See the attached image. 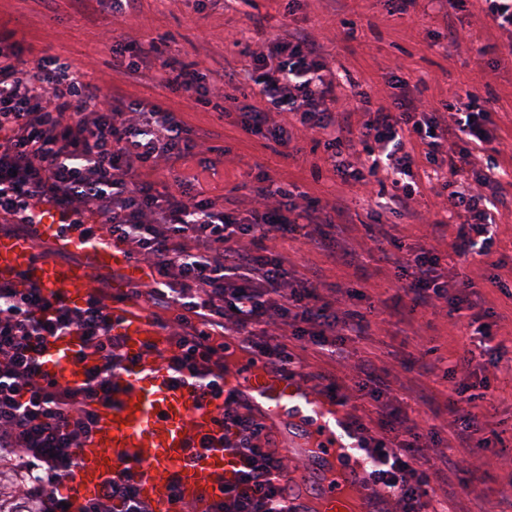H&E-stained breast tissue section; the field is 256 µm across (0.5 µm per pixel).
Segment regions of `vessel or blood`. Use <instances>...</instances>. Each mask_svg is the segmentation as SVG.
<instances>
[{
    "label": "vessel or blood",
    "instance_id": "obj_1",
    "mask_svg": "<svg viewBox=\"0 0 512 512\" xmlns=\"http://www.w3.org/2000/svg\"><path fill=\"white\" fill-rule=\"evenodd\" d=\"M36 234L28 238L0 237V278L25 276L45 293L63 292L70 305H83L90 291L89 275L98 269L112 272L113 334L127 357L126 372L112 380L111 403H94L93 432L79 448V466L66 483L73 508L84 507L103 485L124 467H131L140 496L154 512H177L179 502L193 505L195 512H213L225 489L238 478L243 461L224 445L216 404H196L191 380L172 383L163 357L174 346L173 336L164 334L131 288L153 282L156 272L135 261L126 249L109 240L83 239L64 230L58 207L46 204L35 219ZM50 242L64 251H78L81 260L60 265L40 259L37 245ZM45 373L61 378L73 388L82 387L96 358L82 337L65 333L50 339L41 351ZM225 392L233 393L263 420L272 416L296 418L295 442L285 446L289 455L303 454L302 439L312 437L321 463L335 457V441L313 432L319 409L344 405L307 386L301 371L283 377L270 370L264 358L251 353L237 359L224 377ZM370 465L357 457L340 478L322 479L318 501L304 495L302 481L289 485L303 512H376L372 492L360 485Z\"/></svg>",
    "mask_w": 512,
    "mask_h": 512
}]
</instances>
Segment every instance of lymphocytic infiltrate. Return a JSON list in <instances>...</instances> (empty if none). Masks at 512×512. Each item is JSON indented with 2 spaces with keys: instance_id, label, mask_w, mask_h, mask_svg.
I'll use <instances>...</instances> for the list:
<instances>
[{
  "instance_id": "f902f5d3",
  "label": "lymphocytic infiltrate",
  "mask_w": 512,
  "mask_h": 512,
  "mask_svg": "<svg viewBox=\"0 0 512 512\" xmlns=\"http://www.w3.org/2000/svg\"><path fill=\"white\" fill-rule=\"evenodd\" d=\"M159 52L153 41L121 35L112 40V53L131 81L150 78L174 96L204 101L207 89L194 65L168 58L147 69V59ZM244 53L249 62L243 72L226 74L223 81L251 85L253 103L239 108L247 130L271 149L290 147L302 133L320 137L325 164L345 183L365 186L386 171L391 180L380 193L400 216L412 213L417 201L416 152L434 166L447 162L457 180L441 184L436 194L448 200L450 247L457 256L485 264L491 282L500 283L505 263L493 256L490 209L503 202L507 189L483 157L505 153L507 146L477 97L461 110L450 102L420 109L396 76L391 106L356 123L351 113L336 112V85L324 76L319 45L304 32ZM208 137L207 130L186 126L161 105L128 106L102 96L97 83L58 57L24 60L15 31L0 29V234L31 233L34 211L51 204L83 225L84 236L118 240L131 257L154 267L155 282L133 294L148 308L171 313L178 330L165 362L169 372L195 380L197 401L223 396L225 337H247L252 348L288 370L295 363L291 341L339 350L348 337L367 335L369 320L358 308L364 291L348 287L330 299L321 295L319 274L300 278L290 268L292 242L310 244L335 265L365 258L392 264L414 306L442 302L449 313H466L481 351L500 355V348L490 345L493 310L485 308L472 281L450 292L436 248L408 245L384 225L370 224V245L358 252L335 222V205L300 201L287 184L266 175L258 179L246 219L226 209L223 198L210 196L198 176L160 182L168 161L191 158ZM95 281L86 307L73 308L62 295L48 298L35 285L0 280V447L18 449L23 466L41 468L46 512H65L62 488L91 433L89 405L110 401L112 379L126 367L106 302L110 278L99 275ZM272 324L284 340H268ZM66 332L83 336L98 356L78 389L46 379L41 370V347ZM443 377L452 383L448 406L456 414V436L471 445L479 426L470 407L490 384L460 381L453 366ZM314 379L321 394L342 405L354 396L378 402L385 389L384 379L366 367L351 395L333 372L316 373ZM221 422L225 447L242 457L244 467L214 512H297L288 486L279 480L283 461L269 449L264 424L232 397ZM374 424L381 435L364 439L371 459L366 487L379 500L393 501L397 512H424L430 476L420 467L421 433L409 428L405 439L390 440L397 418L379 402ZM84 512L153 509L123 473L106 483Z\"/></svg>"
}]
</instances>
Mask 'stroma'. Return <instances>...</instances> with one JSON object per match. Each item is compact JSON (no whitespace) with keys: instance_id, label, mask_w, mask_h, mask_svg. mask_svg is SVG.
<instances>
[{"instance_id":"1","label":"stroma","mask_w":512,"mask_h":512,"mask_svg":"<svg viewBox=\"0 0 512 512\" xmlns=\"http://www.w3.org/2000/svg\"><path fill=\"white\" fill-rule=\"evenodd\" d=\"M288 0H227L223 8L203 9L201 0H140L136 14L116 19L110 0H85L75 10L72 0H0V24L23 32L22 56L36 61L49 54L59 56L100 83L105 94L126 102L159 104L178 112L186 125L205 127L214 135L186 163L175 166V173L201 170L216 164V175L208 176L207 186L214 193L236 190L241 209H249L250 177L248 165L258 163L273 179L294 183L307 198L336 203L341 214L337 223L347 225L351 243L365 246V226L371 223L376 194L356 185L342 183L332 171L321 180L310 175L312 164L321 162L323 149L313 146L311 136H303L302 154L297 157L275 155L262 145L258 136L243 130L236 113H223L225 96L231 86H209V105L172 99L168 91L153 81L132 83L120 63L112 57V37L124 34L139 42L156 41L164 56L197 63L199 71L240 69L241 49L284 33L287 26L304 31L322 46L326 75L340 86L337 110H355V91L370 94L373 105H389L394 93L391 75L408 80L415 94L429 102L453 101L460 89L471 90L494 115L503 137H512V57L501 54V47L512 42V34L498 29L484 14L482 0H465L461 10L446 17L430 0H420L415 13H390L386 0H299L293 23H286L282 12ZM263 18L262 28H254L251 16ZM456 42H449V33ZM420 196L413 217L383 213L382 223L393 224L397 234L414 246L442 250V265L448 274L465 272L481 288L486 304L494 311H512V198L500 208L495 219L497 237L494 248L502 254L509 271L503 274L506 290H499L489 279L488 269L476 261L459 258L448 247V237L435 233L431 221L447 219L448 213L431 192L432 185L449 178L447 168H433L418 158L415 169ZM289 258L296 267L322 266L326 288L362 284L367 301L375 308L370 315V335L351 337L343 357L331 359L327 351L299 343L295 357L304 372L325 368L336 372L345 384H352L362 361L375 364L387 379L391 406L399 419L417 420L420 431H436L439 448L461 460L462 468L453 480L459 494L451 498L435 489L430 506L433 512H480L486 498L512 488V321L493 327L495 342L505 354L497 364L475 357L462 365L459 378L478 382L489 378L491 388L477 407L490 424L500 426L502 443H490L473 452L457 447L448 411V393L437 366L441 357L454 352L465 356L471 343L462 319L449 316L442 307L412 308L400 290L392 267L368 263L364 273L326 265L322 256L309 246L294 243ZM411 319L409 334H402L401 318ZM405 348L408 357L398 362L389 350ZM426 390L433 398V412L421 417L411 395L412 388Z\"/></svg>"}]
</instances>
